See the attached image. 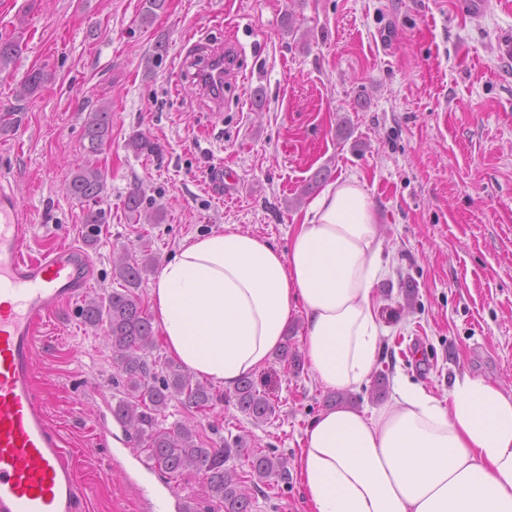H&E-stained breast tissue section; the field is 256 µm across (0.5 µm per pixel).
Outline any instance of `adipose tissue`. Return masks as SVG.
<instances>
[{"mask_svg":"<svg viewBox=\"0 0 512 512\" xmlns=\"http://www.w3.org/2000/svg\"><path fill=\"white\" fill-rule=\"evenodd\" d=\"M374 203L354 177L310 203L287 250L225 226L185 238L151 288L166 352L224 388L269 362L295 317L313 378L356 390L384 331ZM365 411L327 409L306 429L298 474L310 512H512V391L467 372L446 399L398 380Z\"/></svg>","mask_w":512,"mask_h":512,"instance_id":"adipose-tissue-1","label":"adipose tissue"}]
</instances>
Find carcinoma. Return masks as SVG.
Segmentation results:
<instances>
[{
	"mask_svg": "<svg viewBox=\"0 0 512 512\" xmlns=\"http://www.w3.org/2000/svg\"><path fill=\"white\" fill-rule=\"evenodd\" d=\"M166 0H142L140 24L153 22L164 10ZM20 40L0 38V78L20 55ZM47 80L45 73L34 68L25 80L29 95L37 94ZM112 134V112L106 105L89 114L84 127L87 151L94 155L106 145ZM128 146L137 154H152L157 145L143 133L133 134ZM105 172L91 162L77 166L66 180L64 190L72 199L84 203L102 202L106 189ZM106 212L100 208L83 212V235L90 244L98 240ZM154 259L124 258L114 267L113 277L122 281L121 289H112L92 299L81 309L85 322L104 328L110 342L113 376L122 380V396L112 407V416L134 430L145 443L144 451L157 469L171 477L191 468L203 475L209 497L224 507V512H252V496L246 490L247 480L260 482L287 473L288 461L283 457L249 450L241 438L224 443L222 448H209L189 424L163 427L159 416L171 401L179 402L189 413L209 407L214 399L212 388L194 375L178 367L162 375L153 359L155 331L147 314L139 284L142 275L151 271ZM236 407L256 423L275 415V406L254 385L250 377L239 380L234 389ZM237 456L245 461L248 471L227 465Z\"/></svg>",
	"mask_w": 512,
	"mask_h": 512,
	"instance_id": "1",
	"label": "carcinoma"
}]
</instances>
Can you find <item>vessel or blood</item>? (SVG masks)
Returning <instances> with one entry per match:
<instances>
[{"label":"vessel or blood","mask_w":512,"mask_h":512,"mask_svg":"<svg viewBox=\"0 0 512 512\" xmlns=\"http://www.w3.org/2000/svg\"><path fill=\"white\" fill-rule=\"evenodd\" d=\"M18 196L0 187V512H80L76 467L46 414L35 380L44 319L91 277L83 250L28 253Z\"/></svg>","instance_id":"obj_1"}]
</instances>
